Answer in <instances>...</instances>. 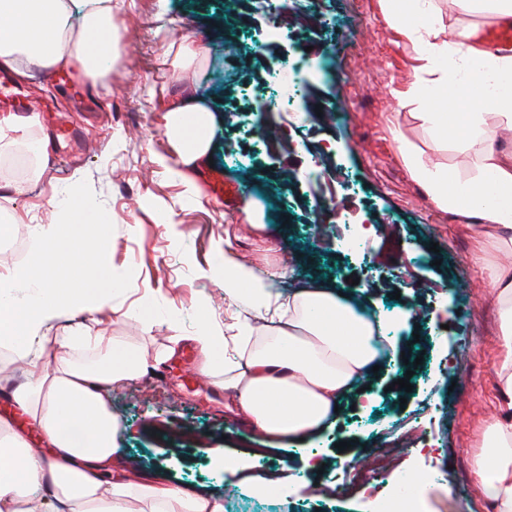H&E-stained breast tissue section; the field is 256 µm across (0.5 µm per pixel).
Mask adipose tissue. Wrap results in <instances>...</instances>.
Wrapping results in <instances>:
<instances>
[{
  "instance_id": "1",
  "label": "adipose tissue",
  "mask_w": 512,
  "mask_h": 512,
  "mask_svg": "<svg viewBox=\"0 0 512 512\" xmlns=\"http://www.w3.org/2000/svg\"><path fill=\"white\" fill-rule=\"evenodd\" d=\"M458 19L444 23L435 0H410L413 17L399 21L394 0L386 15L419 62L413 88H431L454 98L455 112H425L433 138L468 156L475 177L462 178L422 162L412 177L432 200L473 217L484 228L487 247L476 261L494 298L501 359L497 367L506 409L485 423L470 478L495 512H512V142L497 141L512 130V97L493 96L488 86L512 73V55L493 53L471 38L468 16L512 18V0H455ZM82 24L71 30L68 18ZM121 28L112 0H0V69L27 78L33 70L79 69L93 83L107 84L120 63ZM171 160L186 182H194L211 144L213 114L192 95L173 100L163 116ZM69 224H41L29 258L38 267L29 282L24 312L0 303V345L26 347L16 356L24 379L9 396L17 410L52 446L34 451L22 432L0 420V512H224L217 500L118 470L119 422L108 407L110 389L143 377L149 362L136 348L119 344L96 326L77 336L54 334L69 315H95L112 292V263L104 249L93 251L95 282H87L80 259L88 236L102 230L77 198L67 205ZM224 301L247 304L252 319L235 323L233 338L201 329L192 341L198 370L211 374L216 352L233 344L234 359L224 373L233 390L235 412L271 445L318 432L336 406L363 383L378 364L384 329L370 319L367 288L347 293L314 287L281 294L263 270L224 254ZM98 354L85 363L72 351Z\"/></svg>"
}]
</instances>
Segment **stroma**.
Returning a JSON list of instances; mask_svg holds the SVG:
<instances>
[{"instance_id": "1", "label": "stroma", "mask_w": 512, "mask_h": 512, "mask_svg": "<svg viewBox=\"0 0 512 512\" xmlns=\"http://www.w3.org/2000/svg\"><path fill=\"white\" fill-rule=\"evenodd\" d=\"M114 10L123 37L109 90L74 69L53 83L43 70L17 81L49 104L51 117L24 139L0 140V214L12 235L27 237L32 225L61 220L52 200L71 191L110 220L104 236L119 284L102 327L158 361L109 393L122 464L216 497L224 512H372L367 493L339 486L338 442H357L364 458L388 435L419 431L427 447L403 449L399 467L431 480L424 512H492L468 476L485 421L504 406L495 305L473 259L478 229L437 206L409 171L414 158L467 177L471 162L433 143L419 118L447 111V101L399 103L417 62L379 0H117ZM161 28L202 45L205 64L181 70L165 61ZM288 66L302 90L285 102L274 73ZM185 89L214 117L213 163L198 174L199 195L159 162L167 153L161 110ZM57 123L81 131L75 147L54 138ZM220 180L238 185L233 206L207 193ZM20 181L27 194L14 193ZM326 202L335 217L325 215ZM247 204L267 224L274 258L264 259L242 213ZM363 223L379 225L378 237L361 254L347 252L350 229ZM228 250L263 262L284 292L347 290L354 278L371 290L370 317L386 327L392 351L366 390L312 437L261 450L233 411L234 395L214 384L223 361L214 380L195 377L190 336L204 325L227 331L247 315L224 303L219 270ZM406 282L415 283L413 296L401 294ZM174 336L182 342L172 352ZM413 345L424 357L407 391L396 381ZM226 457L239 471H225ZM311 457L323 473L307 468ZM257 476L272 477L274 488L256 492Z\"/></svg>"}]
</instances>
